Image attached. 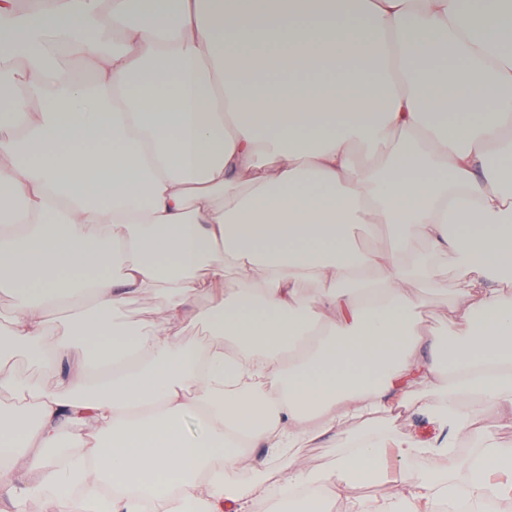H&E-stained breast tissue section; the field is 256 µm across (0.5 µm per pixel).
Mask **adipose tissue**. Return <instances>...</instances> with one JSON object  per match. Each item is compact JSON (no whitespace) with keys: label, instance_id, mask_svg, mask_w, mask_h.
Returning <instances> with one entry per match:
<instances>
[{"label":"adipose tissue","instance_id":"1","mask_svg":"<svg viewBox=\"0 0 512 512\" xmlns=\"http://www.w3.org/2000/svg\"><path fill=\"white\" fill-rule=\"evenodd\" d=\"M0 81V203L25 202L0 227V394L22 406L0 409L5 512L50 490L54 512H256L238 471L260 448L329 492L384 449L465 437L485 449L471 499L512 468L481 424L512 421V0H0ZM358 229L387 247L356 248ZM444 263L453 350L410 294ZM68 296L83 308L48 346ZM20 353L49 356L53 390L13 372ZM405 406L434 441L387 435L323 471L297 453ZM408 485L383 512L456 492ZM161 294L147 295L129 303L124 309L125 317L133 323H144L152 318L153 306L161 299Z\"/></svg>","mask_w":512,"mask_h":512}]
</instances>
